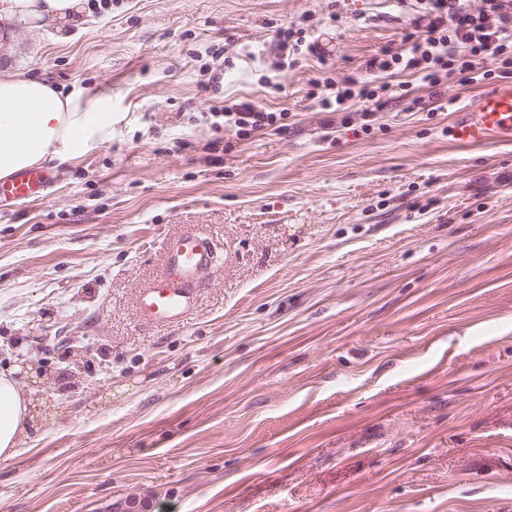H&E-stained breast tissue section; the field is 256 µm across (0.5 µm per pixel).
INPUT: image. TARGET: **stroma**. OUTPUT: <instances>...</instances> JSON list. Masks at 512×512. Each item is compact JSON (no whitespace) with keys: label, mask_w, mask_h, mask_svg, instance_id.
I'll return each mask as SVG.
<instances>
[{"label":"stroma","mask_w":512,"mask_h":512,"mask_svg":"<svg viewBox=\"0 0 512 512\" xmlns=\"http://www.w3.org/2000/svg\"><path fill=\"white\" fill-rule=\"evenodd\" d=\"M417 0H112L67 40L14 23L0 71L112 95V139L0 210V371L40 408L0 459V512H512V143L450 127L484 86L320 111L314 79L396 53ZM336 22H329V14ZM313 17L323 58L276 66ZM224 83L202 91L209 47ZM438 95L445 112L413 109ZM287 111L248 140L210 101ZM217 269L181 324L136 294L168 237Z\"/></svg>","instance_id":"stroma-1"}]
</instances>
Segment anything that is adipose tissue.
<instances>
[{"label": "adipose tissue", "mask_w": 512, "mask_h": 512, "mask_svg": "<svg viewBox=\"0 0 512 512\" xmlns=\"http://www.w3.org/2000/svg\"><path fill=\"white\" fill-rule=\"evenodd\" d=\"M81 0H0V25L21 20L60 32L80 25ZM112 138V96L99 87L59 90L24 73L0 74V178L58 165ZM28 419L18 381L0 372V458L17 453Z\"/></svg>", "instance_id": "obj_1"}]
</instances>
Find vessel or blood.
<instances>
[{
  "mask_svg": "<svg viewBox=\"0 0 512 512\" xmlns=\"http://www.w3.org/2000/svg\"><path fill=\"white\" fill-rule=\"evenodd\" d=\"M451 137L461 146L512 143V79L481 92L459 112ZM50 174L28 168L0 179V201L25 204L45 192ZM160 274L140 290L137 303L141 319L167 328L183 322L198 303V285L215 263L211 241L197 233L167 239Z\"/></svg>",
  "mask_w": 512,
  "mask_h": 512,
  "instance_id": "1",
  "label": "vessel or blood"
}]
</instances>
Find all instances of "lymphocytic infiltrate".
<instances>
[{
	"label": "lymphocytic infiltrate",
	"instance_id": "lymphocytic-infiltrate-1",
	"mask_svg": "<svg viewBox=\"0 0 512 512\" xmlns=\"http://www.w3.org/2000/svg\"><path fill=\"white\" fill-rule=\"evenodd\" d=\"M405 40L408 48L391 56L367 61L366 76H350L343 82L314 80L309 96L320 111L343 112L350 102L364 103V116L386 106L394 98L390 83L374 80V72H413L427 86L459 76L462 81L512 78V0H481L470 9L464 0H423ZM317 37L309 15L276 32V51L281 67H293L305 55H317ZM205 117L214 127L234 128L239 139L274 127L281 113L270 112L249 101L211 106Z\"/></svg>",
	"mask_w": 512,
	"mask_h": 512
}]
</instances>
